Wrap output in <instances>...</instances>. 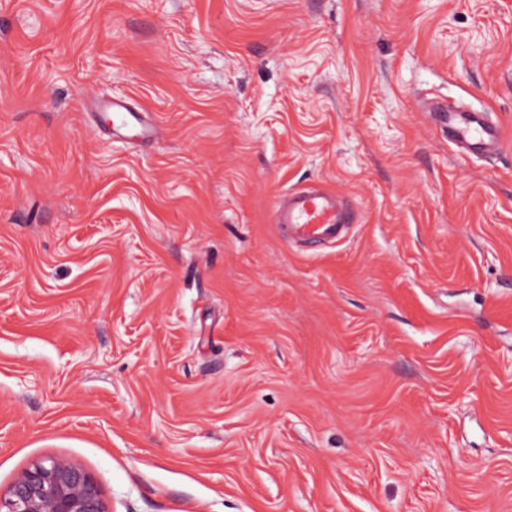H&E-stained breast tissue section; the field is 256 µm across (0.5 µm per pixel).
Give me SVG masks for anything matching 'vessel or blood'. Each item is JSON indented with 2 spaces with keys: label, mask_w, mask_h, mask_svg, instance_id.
<instances>
[{
  "label": "vessel or blood",
  "mask_w": 512,
  "mask_h": 512,
  "mask_svg": "<svg viewBox=\"0 0 512 512\" xmlns=\"http://www.w3.org/2000/svg\"><path fill=\"white\" fill-rule=\"evenodd\" d=\"M112 114V129L121 132L129 122H136L140 140L152 141L159 135L158 127L131 111L126 100L104 102ZM433 117L447 134L450 144L478 157H493L503 149L498 126L486 113L454 107H441ZM358 220L344 195L318 186L300 191H286L277 197L273 221L294 242H335L341 239L348 225Z\"/></svg>",
  "instance_id": "obj_1"
}]
</instances>
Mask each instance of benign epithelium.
Instances as JSON below:
<instances>
[{
  "label": "benign epithelium",
  "instance_id": "benign-epithelium-1",
  "mask_svg": "<svg viewBox=\"0 0 512 512\" xmlns=\"http://www.w3.org/2000/svg\"><path fill=\"white\" fill-rule=\"evenodd\" d=\"M0 512H106L92 474L64 457L21 472L0 495Z\"/></svg>",
  "mask_w": 512,
  "mask_h": 512
}]
</instances>
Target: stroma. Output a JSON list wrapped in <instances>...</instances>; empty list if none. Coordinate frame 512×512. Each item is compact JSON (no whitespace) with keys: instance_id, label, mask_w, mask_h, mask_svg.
<instances>
[{"instance_id":"35a3bbf8","label":"stroma","mask_w":512,"mask_h":512,"mask_svg":"<svg viewBox=\"0 0 512 512\" xmlns=\"http://www.w3.org/2000/svg\"><path fill=\"white\" fill-rule=\"evenodd\" d=\"M313 184L360 221L298 246ZM48 457L108 512H512V0H0V492ZM105 110L112 112V129L120 134L122 129H126L131 120L135 121L139 127L140 141H152L157 139L159 128L145 120L139 112H130L128 103L124 99L112 98L109 101H100ZM433 117L448 136V142L469 155L493 157L502 152L498 126L485 112L439 107ZM357 220L344 195L319 186L279 194L273 212L274 224L293 242H336Z\"/></svg>"}]
</instances>
